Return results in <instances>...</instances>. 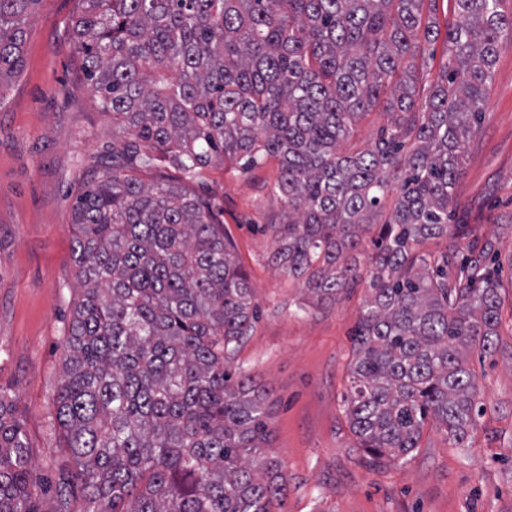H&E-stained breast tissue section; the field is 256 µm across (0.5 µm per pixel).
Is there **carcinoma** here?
<instances>
[{
    "instance_id": "obj_1",
    "label": "carcinoma",
    "mask_w": 512,
    "mask_h": 512,
    "mask_svg": "<svg viewBox=\"0 0 512 512\" xmlns=\"http://www.w3.org/2000/svg\"><path fill=\"white\" fill-rule=\"evenodd\" d=\"M73 40L100 107L123 135L77 196L80 299L54 423L67 454L52 512H272L287 485L269 454L253 379L230 360L258 316L224 210L188 190L212 157L280 160L271 263L318 301L351 287L347 253L372 235L371 297L353 336L345 397L373 465L407 457L429 420L461 445L480 411L467 366L498 335L491 245L453 263L422 252L455 236L448 205L485 116L503 0H77ZM39 0H0V89L24 65ZM443 39L436 79L419 41ZM387 123L338 152L358 121ZM164 166L179 179L144 183ZM392 206H386L389 194ZM31 443L0 385V512H39ZM387 117L378 110L368 114L357 125V130L352 141L344 143L341 151H350L353 148H363L374 142L378 129L386 124Z\"/></svg>"
}]
</instances>
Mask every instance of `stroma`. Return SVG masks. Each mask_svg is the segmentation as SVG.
Here are the masks:
<instances>
[{
    "mask_svg": "<svg viewBox=\"0 0 512 512\" xmlns=\"http://www.w3.org/2000/svg\"><path fill=\"white\" fill-rule=\"evenodd\" d=\"M76 14L77 0H39L24 67L0 94V385L23 415L38 478L55 477L64 457L52 419L79 298L73 205L89 171L112 159V115L100 109L70 35ZM278 176L273 157L249 171L216 158L190 188L223 208L259 305L231 370L267 392L284 512H512V39L499 46L486 115L453 191V221L464 231L420 246L462 256L488 242L499 271L496 347L467 357L484 411L464 445L431 421L406 459L367 463L344 397L352 336L370 296L372 245L356 251L357 286L316 302L268 260L270 226L287 209L271 191Z\"/></svg>",
    "mask_w": 512,
    "mask_h": 512,
    "instance_id": "stroma-1",
    "label": "stroma"
}]
</instances>
